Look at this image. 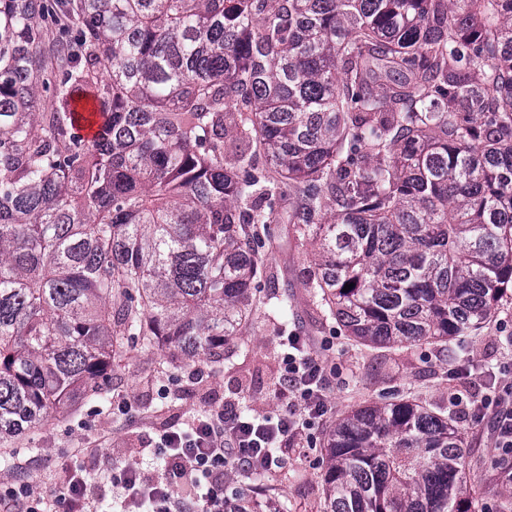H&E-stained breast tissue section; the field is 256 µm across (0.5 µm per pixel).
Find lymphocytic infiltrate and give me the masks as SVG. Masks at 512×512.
<instances>
[{
  "mask_svg": "<svg viewBox=\"0 0 512 512\" xmlns=\"http://www.w3.org/2000/svg\"><path fill=\"white\" fill-rule=\"evenodd\" d=\"M288 346L278 390L283 411L277 422L244 421L232 409L208 410L187 428L164 432L158 444L164 461L161 477L131 464L114 474L122 512H224L230 471L276 464V442L298 434L326 408L324 366L305 354L300 336H290ZM473 410L492 413L496 447L512 448V380L501 381Z\"/></svg>",
  "mask_w": 512,
  "mask_h": 512,
  "instance_id": "obj_1",
  "label": "lymphocytic infiltrate"
}]
</instances>
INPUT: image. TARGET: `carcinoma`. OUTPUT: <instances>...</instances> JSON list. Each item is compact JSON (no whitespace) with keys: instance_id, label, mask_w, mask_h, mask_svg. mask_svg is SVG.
<instances>
[{"instance_id":"1","label":"carcinoma","mask_w":512,"mask_h":512,"mask_svg":"<svg viewBox=\"0 0 512 512\" xmlns=\"http://www.w3.org/2000/svg\"><path fill=\"white\" fill-rule=\"evenodd\" d=\"M273 224L349 340L465 354L512 292V0H0L4 453L105 404L131 342L223 364L292 303ZM325 448L321 512H485L440 407L359 405Z\"/></svg>"}]
</instances>
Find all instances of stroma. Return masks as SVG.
<instances>
[{"instance_id":"1","label":"stroma","mask_w":512,"mask_h":512,"mask_svg":"<svg viewBox=\"0 0 512 512\" xmlns=\"http://www.w3.org/2000/svg\"><path fill=\"white\" fill-rule=\"evenodd\" d=\"M314 253L311 244H290L265 256L278 293L291 296L292 308L255 309L241 345L226 350L223 366L208 363L163 364L158 348L133 346L113 372V390L101 408H83L66 421L48 420L36 431L40 451L22 458L18 468L0 462V481L23 473L49 493L67 482L74 469L90 477V493L99 505L112 504L111 475L140 462L155 471L153 448L169 427L190 422L202 409L229 404L252 417L275 416L281 359L286 351L280 332L288 324L306 336L327 367L326 413L310 429L286 441V460L270 496L276 512H320L324 440L329 426L363 403H381L390 394H407L448 409L471 440V461L481 462L476 493L487 512H503L502 485L490 460L493 438L487 421L469 408L485 393L484 369L512 360V299H505L481 335L466 339L465 356L439 354L420 347L395 351L361 347L336 335L309 303L301 272Z\"/></svg>"}]
</instances>
